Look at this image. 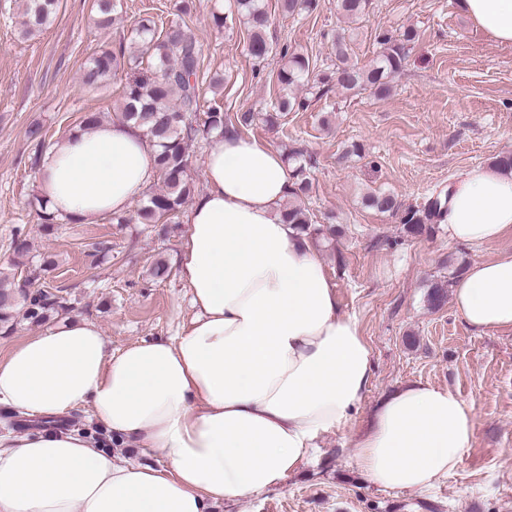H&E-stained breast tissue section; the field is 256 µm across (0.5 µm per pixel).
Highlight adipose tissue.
I'll list each match as a JSON object with an SVG mask.
<instances>
[{
	"label": "adipose tissue",
	"instance_id": "ef3b65f1",
	"mask_svg": "<svg viewBox=\"0 0 512 512\" xmlns=\"http://www.w3.org/2000/svg\"><path fill=\"white\" fill-rule=\"evenodd\" d=\"M458 6L512 43V0ZM157 154L139 128L101 122L50 151L40 194L82 224L123 214L152 184ZM203 175L178 260L195 313L179 334L115 353L95 321L77 319L0 356V406L42 418L90 406L100 428L166 467L116 459L76 428L0 434V512H214L283 483L360 406L371 350L284 217L293 181L282 154L217 132ZM442 211L452 241L512 236V170L461 175ZM453 301L475 332H512V252L473 263ZM473 433L456 394L414 381L379 403L357 465L379 488L420 491L459 466Z\"/></svg>",
	"mask_w": 512,
	"mask_h": 512
}]
</instances>
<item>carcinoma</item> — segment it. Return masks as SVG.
<instances>
[{"label":"carcinoma","mask_w":512,"mask_h":512,"mask_svg":"<svg viewBox=\"0 0 512 512\" xmlns=\"http://www.w3.org/2000/svg\"><path fill=\"white\" fill-rule=\"evenodd\" d=\"M98 23L108 25L116 10V0H96ZM318 7V0H281L282 12L289 15L309 14ZM369 0H336L338 13L350 24L359 23L367 13ZM59 0H23V35L32 36L42 32L56 15ZM234 13L241 18L250 31L248 50L257 61H263L271 48L265 36L268 24L262 0H234ZM139 41L137 51L151 54L155 60L154 70L142 74L128 83L119 107L118 119L140 128L143 135L160 148L157 156L158 175L162 188L146 194L135 214L117 218L119 224H158L163 219L175 216L180 207L195 193V185L188 178L189 155L187 142L213 131L242 133L260 118L253 112H224L223 103L213 100L206 111H201V88L197 81L200 69L201 49L190 30L175 25L163 35L155 36L151 21L143 19L137 27ZM381 46L374 63L363 68L350 57V45L345 34H336L334 52L336 71L325 73L318 79L317 95L326 94L336 86L355 93L370 92L375 96L389 93L390 78L405 66L408 46L416 40L413 29L405 30L395 37L387 33L375 36ZM125 49L114 52L105 50L92 58L84 69L82 81L88 87L102 84L121 66ZM281 95L272 110L263 114L267 125L275 126L287 112L305 111L311 103L307 96H299V90L309 88L310 62L305 56L283 50L281 66L277 74ZM28 139L35 144L32 165H41L44 154L50 149L42 127L33 125L28 130ZM301 153L292 151L288 159L295 161L290 169L295 202L285 208L288 223L306 231L313 224L309 210L301 198L312 187L310 169L312 160H299ZM367 206L380 213H390L396 208L394 197L386 193L369 192L364 197ZM441 216L440 201L431 202L424 210H410L404 217L408 232L420 235L426 226ZM37 217L42 230L50 233L55 225L66 220L48 208L47 202L38 200ZM72 304L63 295L39 289L31 294L22 293L21 286L7 276L0 277V328L11 331L18 317L35 322H46L54 314H67Z\"/></svg>","instance_id":"obj_1"}]
</instances>
